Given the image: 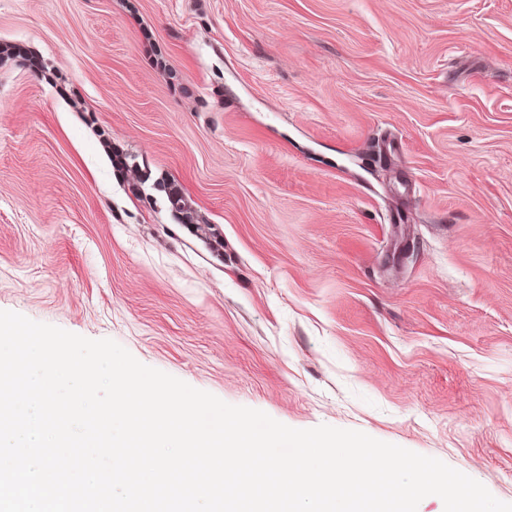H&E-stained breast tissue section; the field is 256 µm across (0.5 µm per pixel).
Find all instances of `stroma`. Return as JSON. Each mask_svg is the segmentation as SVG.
Instances as JSON below:
<instances>
[{
    "label": "stroma",
    "instance_id": "1",
    "mask_svg": "<svg viewBox=\"0 0 512 512\" xmlns=\"http://www.w3.org/2000/svg\"><path fill=\"white\" fill-rule=\"evenodd\" d=\"M0 43V310L512 503V0H0Z\"/></svg>",
    "mask_w": 512,
    "mask_h": 512
}]
</instances>
